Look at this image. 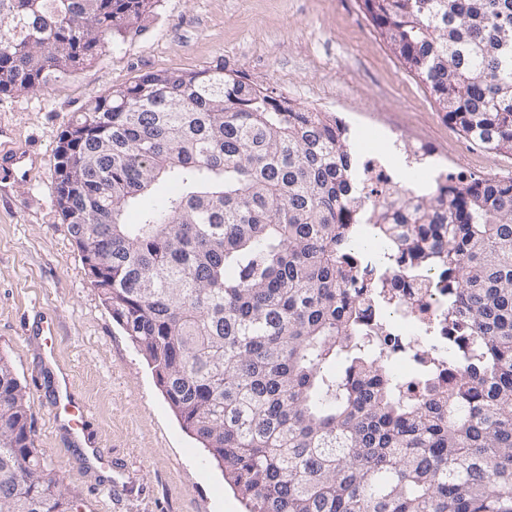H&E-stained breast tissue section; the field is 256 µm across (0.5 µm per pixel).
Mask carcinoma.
Masks as SVG:
<instances>
[{"label": "carcinoma", "instance_id": "obj_1", "mask_svg": "<svg viewBox=\"0 0 512 512\" xmlns=\"http://www.w3.org/2000/svg\"><path fill=\"white\" fill-rule=\"evenodd\" d=\"M155 3L0 0V93L47 87ZM361 5L449 125L512 155V0ZM56 157L70 236L108 255L92 285L247 512H512V179L371 216L388 265L448 281V331L473 341L413 395L365 339L382 275L355 249L358 159L333 113L234 72H148L88 103ZM65 166L94 204L84 239ZM160 181L175 192L140 206ZM31 422L0 355V512H74Z\"/></svg>", "mask_w": 512, "mask_h": 512}]
</instances>
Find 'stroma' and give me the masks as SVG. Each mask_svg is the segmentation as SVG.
Returning <instances> with one entry per match:
<instances>
[{"instance_id":"obj_1","label":"stroma","mask_w":512,"mask_h":512,"mask_svg":"<svg viewBox=\"0 0 512 512\" xmlns=\"http://www.w3.org/2000/svg\"><path fill=\"white\" fill-rule=\"evenodd\" d=\"M234 71L361 132L424 136L453 172L512 178V156L448 126L387 49L359 0H158L140 30L34 93L0 94V125L30 177L0 181V353L25 386L32 437L79 512H244L182 428L138 348L91 284L56 201V147L89 101L145 72ZM56 324L39 336L42 316ZM87 408L84 432L53 414L57 384Z\"/></svg>"}]
</instances>
